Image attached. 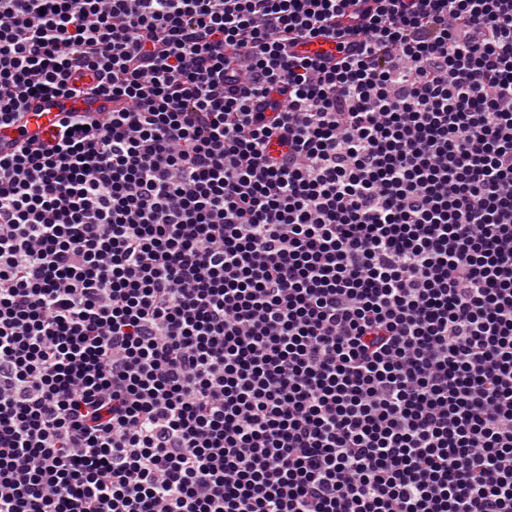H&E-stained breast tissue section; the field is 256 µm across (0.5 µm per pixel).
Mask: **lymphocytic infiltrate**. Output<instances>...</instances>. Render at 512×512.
Segmentation results:
<instances>
[{"label":"lymphocytic infiltrate","mask_w":512,"mask_h":512,"mask_svg":"<svg viewBox=\"0 0 512 512\" xmlns=\"http://www.w3.org/2000/svg\"><path fill=\"white\" fill-rule=\"evenodd\" d=\"M102 95L0 156V512H512V0H0V126Z\"/></svg>","instance_id":"lymphocytic-infiltrate-1"}]
</instances>
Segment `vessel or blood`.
<instances>
[{
  "instance_id": "vessel-or-blood-1",
  "label": "vessel or blood",
  "mask_w": 512,
  "mask_h": 512,
  "mask_svg": "<svg viewBox=\"0 0 512 512\" xmlns=\"http://www.w3.org/2000/svg\"><path fill=\"white\" fill-rule=\"evenodd\" d=\"M73 107L88 112H108L112 109V101L105 97L72 103L55 98L32 99L21 119L0 127V154L12 152L15 146L29 139L47 137L59 113Z\"/></svg>"
}]
</instances>
